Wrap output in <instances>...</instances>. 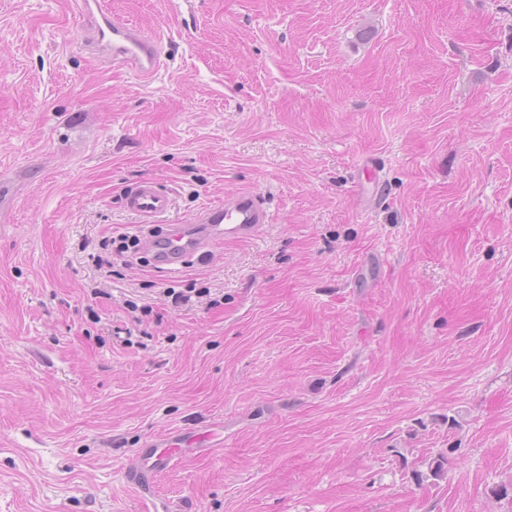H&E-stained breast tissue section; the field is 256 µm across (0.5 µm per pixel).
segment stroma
<instances>
[{
  "mask_svg": "<svg viewBox=\"0 0 512 512\" xmlns=\"http://www.w3.org/2000/svg\"><path fill=\"white\" fill-rule=\"evenodd\" d=\"M106 2L156 78L92 61L73 0H0V512H512V0ZM146 175L169 223L242 189L270 222L96 268ZM193 284L216 307L163 294ZM183 442L182 436L171 435L157 442H152L149 444L150 448H145L143 451V453L146 454L143 459V464L139 467H132L125 470L123 473L124 479L127 483L137 487L142 492L148 493L154 478L158 474L179 464L182 462L183 457L196 452L199 448H213L203 444L200 439H197L196 442L200 444V447L187 448L181 453H177L176 449H172L181 448L180 446ZM159 445H163L165 449H159Z\"/></svg>",
  "mask_w": 512,
  "mask_h": 512,
  "instance_id": "obj_1",
  "label": "stroma"
}]
</instances>
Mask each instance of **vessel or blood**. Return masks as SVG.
Returning a JSON list of instances; mask_svg holds the SVG:
<instances>
[{
    "mask_svg": "<svg viewBox=\"0 0 512 512\" xmlns=\"http://www.w3.org/2000/svg\"><path fill=\"white\" fill-rule=\"evenodd\" d=\"M77 6L88 22L83 46L91 58L101 63H127L145 79L161 69L159 35L113 17L103 0H77ZM172 206L170 191L152 177L141 178L122 196L123 209L145 226L139 235L142 250L156 268L166 272L181 271L190 262L211 254L224 241L253 238L269 222L262 197L250 190L226 195L224 200L202 208L179 224L165 221ZM181 443V437L171 435L162 442L151 443L143 464L125 470L126 482L149 491L158 474L182 462Z\"/></svg>",
    "mask_w": 512,
    "mask_h": 512,
    "instance_id": "vessel-or-blood-1",
    "label": "vessel or blood"
}]
</instances>
